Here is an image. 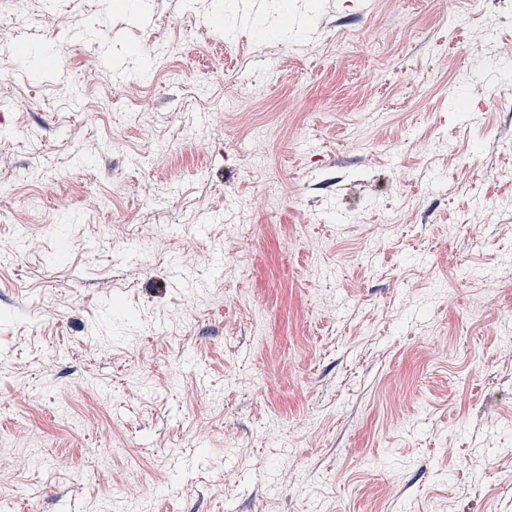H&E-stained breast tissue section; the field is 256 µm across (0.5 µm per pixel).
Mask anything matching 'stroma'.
<instances>
[{
    "mask_svg": "<svg viewBox=\"0 0 512 512\" xmlns=\"http://www.w3.org/2000/svg\"><path fill=\"white\" fill-rule=\"evenodd\" d=\"M508 57L505 0H0V512H512Z\"/></svg>",
    "mask_w": 512,
    "mask_h": 512,
    "instance_id": "35a3bbf8",
    "label": "stroma"
}]
</instances>
